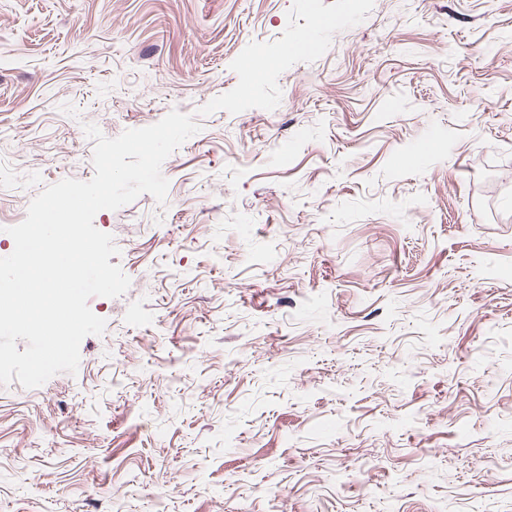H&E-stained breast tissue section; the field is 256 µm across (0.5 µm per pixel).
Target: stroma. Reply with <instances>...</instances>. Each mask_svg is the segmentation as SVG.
Returning a JSON list of instances; mask_svg holds the SVG:
<instances>
[{"instance_id": "stroma-1", "label": "stroma", "mask_w": 512, "mask_h": 512, "mask_svg": "<svg viewBox=\"0 0 512 512\" xmlns=\"http://www.w3.org/2000/svg\"><path fill=\"white\" fill-rule=\"evenodd\" d=\"M174 109L0 512H512V0H0V257Z\"/></svg>"}]
</instances>
